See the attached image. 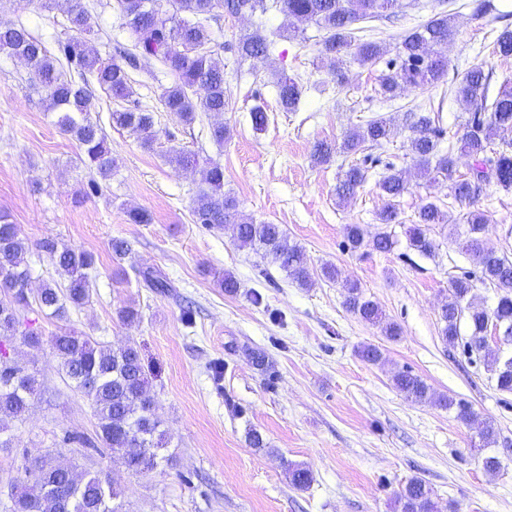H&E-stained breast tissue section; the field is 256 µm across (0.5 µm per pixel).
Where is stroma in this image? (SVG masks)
I'll list each match as a JSON object with an SVG mask.
<instances>
[{"label": "stroma", "instance_id": "stroma-1", "mask_svg": "<svg viewBox=\"0 0 512 512\" xmlns=\"http://www.w3.org/2000/svg\"><path fill=\"white\" fill-rule=\"evenodd\" d=\"M84 2L94 18L90 44L102 57H111L115 44L130 45L116 0ZM477 3L455 0L444 82L423 91L407 89L393 101L379 93L385 60L362 65L346 55L334 75L318 64L317 26L306 25L300 41L286 35L288 20L275 8L262 16L221 15L210 29L224 66L228 109L185 124L161 104L173 82L163 67L129 69L131 100L153 110L157 140L149 151L128 131L112 127L115 103L98 93L93 117L119 170L92 195L89 171L75 163L77 142L45 112L27 67L0 54V213L9 214L30 247V289L60 279L43 242L75 247L95 259L86 305L70 309L64 321L30 306L25 326L38 332L39 344L19 337L10 343L11 357L36 371L39 392L24 418L9 423L13 446L0 451V512L24 459L43 457L109 475L122 492L124 512H394L396 492L415 477L433 488L440 512L451 503L457 512H512V460L498 473H487L476 453L477 438L454 413L412 402L393 384L397 371L411 370L433 392L468 402L494 422L501 437L512 440V394L499 391L479 360L448 348L441 336L439 312L450 282L477 274L476 264L449 240L447 226H434L431 235L439 248L431 257L409 249L405 235L425 202L459 211L447 182L427 181L415 168L408 149L409 111H438L449 135L462 136L467 110L451 86L475 64L492 71L495 87L512 76V58L491 53L499 30L512 25V0H494L496 16L482 18L474 13ZM437 4L410 0L396 19L376 22V41L395 47L406 31L436 13ZM66 10L65 0L49 10L39 0H14L9 16L53 52L68 25ZM257 30L271 43L269 56L240 59L234 44ZM277 72L302 86L296 111L280 107ZM258 105L270 117L262 132L250 121ZM373 117L394 127L382 147L313 162L316 141L342 143ZM218 121L230 130L221 144L210 135ZM173 149L220 164L224 190L237 199L240 213L281 225L289 242L303 247L312 285L298 286L239 247L231 229L197 224L192 199L201 174L169 164L166 156ZM389 163L409 180L400 221L391 227L396 245L385 253L369 242L349 249L345 225L378 229L385 203L378 179ZM353 165L365 166L368 177L352 198L338 200V179ZM479 206L488 218V246L512 252L506 235L512 192L487 185ZM132 207L151 211L153 222L130 223L126 211ZM116 237L131 244L125 257L110 249ZM327 266L335 267L336 279L323 276ZM134 267L166 276L172 293L161 295L123 279ZM222 273L236 278V294L220 288ZM348 281L357 282L399 325L396 340L346 309ZM257 293L263 298L259 305L253 301ZM127 306L138 309L139 321L119 320V310ZM63 327L115 348L137 345L168 433L171 463L135 473L114 464L108 450L64 442L68 432L94 437L95 418L88 400L71 390L58 370L50 339ZM368 344L382 350L378 362L360 358ZM249 349L266 353L271 372L248 361ZM215 363L222 367L218 379L211 372ZM253 430L264 447L250 444ZM292 463L310 469L307 488L290 484Z\"/></svg>", "mask_w": 512, "mask_h": 512}]
</instances>
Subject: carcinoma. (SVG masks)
Returning <instances> with one entry per match:
<instances>
[{
    "label": "carcinoma",
    "instance_id": "carcinoma-1",
    "mask_svg": "<svg viewBox=\"0 0 512 512\" xmlns=\"http://www.w3.org/2000/svg\"><path fill=\"white\" fill-rule=\"evenodd\" d=\"M12 0H0V53L23 61L31 73V87L45 95L48 110L56 116L60 131L74 138L80 147L77 164L95 174L89 190L98 192V179L107 180L118 163L107 146L103 127L91 118L96 89L115 100L131 94L128 73L116 58H104L88 45L86 36L93 32L92 15L82 0H67L70 34L58 41V56L33 37L20 22L7 18ZM118 9L132 38V48H116L119 57L134 67L162 65L174 78L165 88L161 103L187 124L197 114L221 115L229 105L224 83V66L214 58L212 38L206 22L220 13L254 15L269 9L266 0H117ZM279 10L299 23H312L324 32L318 58L336 72V63L344 53L365 64L379 59L386 46L354 36L352 25L364 20L391 17L402 7V0H277ZM454 27V14L435 13L425 23L406 32L398 45L399 66L379 77L383 98L394 100L407 88L433 86L448 73V57L442 48ZM270 42L255 31L235 46L242 59L266 57ZM492 54L512 58V29H502L492 44ZM492 72L481 66L465 71L455 86V96L467 107L469 116L465 133L457 140L446 138L439 116L429 112L416 115L411 126L409 151L420 175L430 180L450 182V196L465 210L451 218L432 203L422 205L418 223L408 229V247L430 256L436 245L429 236L434 224H446L449 236L465 235L466 251L480 268L481 279L495 288L496 302L491 308L472 305L471 279L451 281L448 301L441 307L442 339L462 346L463 353L483 359L495 377L501 392L512 393V355L493 350L485 343L488 321H496L512 337V253L497 252L486 246L485 212L478 207L484 186L495 183L512 191V144L490 151L496 138L512 131V80H505L495 96H489ZM280 106L293 111L301 98L298 81L276 77ZM112 125L136 136L145 149L156 140L153 111L139 105L110 112ZM392 127L383 118L367 121L363 130L344 139L341 146L326 141L314 145V160L324 163L336 154L357 153L378 147L390 137ZM472 160L468 173L456 174L455 152ZM366 170L352 165L336 186L339 200L350 198L365 182ZM385 197L379 213L380 228L373 235V246L390 251L395 246L388 228L399 223L396 202L408 190V181L400 170H389L378 181ZM192 209L195 221L208 228L232 226L240 247L262 255L266 263L286 273L301 287L311 285V273L302 247L288 242L278 224L247 221L239 213L237 199L224 192V168L213 164L201 170V180ZM347 243L359 249L367 231L359 224L344 227ZM58 268L64 283L45 284L35 302L49 316L64 318L67 307L80 308L89 302L94 258L91 254L55 244L44 245ZM29 246L18 236L16 225L0 214V449L12 447L9 427L3 418L19 419L28 412L36 393L37 379L25 367L11 362L8 342L21 335L29 344L39 343L38 334L19 331L24 311L30 306L28 285L31 277ZM137 277L160 294L171 292L172 285L160 273L140 270ZM346 288L344 304L353 314L381 327L384 335L395 340L400 328L383 316L378 305L365 297L354 282ZM50 345L59 361L65 381L90 401L96 419L97 442L92 447L107 448L112 459L136 473L158 468L162 459L158 450L169 443L164 423L155 413L154 398L148 392V377L136 345L114 348L62 329L51 337ZM395 388L418 403H431L455 411L480 441L482 447L498 443V433L491 421L475 412L464 401L431 392L419 376L401 370L393 376ZM288 478L297 489L308 487L312 474L300 464L288 465ZM11 512H121L115 504L119 492L106 477L80 473L48 459H36L24 466V476L11 486ZM433 489L419 478L410 479L398 492L395 503L399 512H438Z\"/></svg>",
    "mask_w": 512,
    "mask_h": 512
}]
</instances>
